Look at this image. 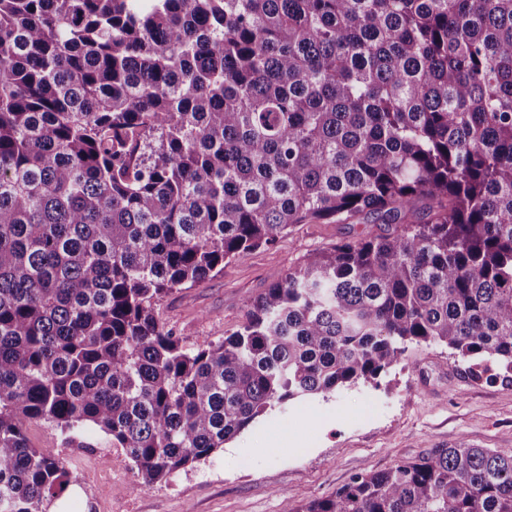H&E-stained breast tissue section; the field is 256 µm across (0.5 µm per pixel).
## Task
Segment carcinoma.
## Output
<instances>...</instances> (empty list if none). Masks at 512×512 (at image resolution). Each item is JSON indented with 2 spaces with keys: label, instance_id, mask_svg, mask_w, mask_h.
<instances>
[{
  "label": "carcinoma",
  "instance_id": "obj_1",
  "mask_svg": "<svg viewBox=\"0 0 512 512\" xmlns=\"http://www.w3.org/2000/svg\"><path fill=\"white\" fill-rule=\"evenodd\" d=\"M365 218L223 340L162 323L290 226ZM432 344L512 383V0H0V512L71 482L28 421L149 487ZM284 512H512V454Z\"/></svg>",
  "mask_w": 512,
  "mask_h": 512
}]
</instances>
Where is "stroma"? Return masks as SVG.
Here are the masks:
<instances>
[{
  "label": "stroma",
  "mask_w": 512,
  "mask_h": 512,
  "mask_svg": "<svg viewBox=\"0 0 512 512\" xmlns=\"http://www.w3.org/2000/svg\"><path fill=\"white\" fill-rule=\"evenodd\" d=\"M358 224H299L274 245L237 254L224 273L165 296L160 316L187 344L215 342L245 320L273 274L336 242L382 233ZM34 447L66 458L69 487L52 512H283L328 497L358 474L417 459L432 448L512 452V384H477L444 346H413L374 384L341 388L257 419L209 458L138 487L123 449L106 440L69 448L52 424L25 425Z\"/></svg>",
  "instance_id": "1"
}]
</instances>
